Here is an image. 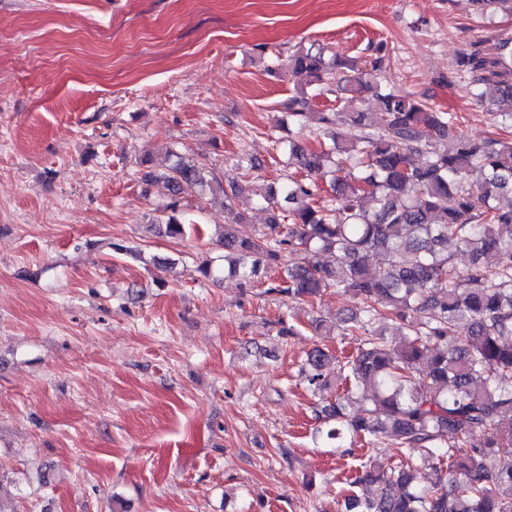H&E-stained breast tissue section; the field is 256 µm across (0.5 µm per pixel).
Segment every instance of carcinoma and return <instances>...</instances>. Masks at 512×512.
Returning a JSON list of instances; mask_svg holds the SVG:
<instances>
[{
  "mask_svg": "<svg viewBox=\"0 0 512 512\" xmlns=\"http://www.w3.org/2000/svg\"><path fill=\"white\" fill-rule=\"evenodd\" d=\"M374 51L367 70L323 47L288 57L291 77L324 81L338 100L370 92L376 104L314 113L324 139L317 151L292 136L279 142L307 178L269 187L259 236L240 238L224 225V268L246 286L277 270L275 291L290 299L313 300L328 288L359 299L355 313L315 323L358 337L356 355L336 363L344 389L321 407L316 433L337 448L388 440L405 463H364L344 512H512V467L494 464L512 448V205L500 203L512 195V141L463 135L452 113L381 86L385 56ZM464 76L493 86L497 116L512 122L511 37L493 49L471 42L444 82ZM311 109L300 92L278 123L301 132ZM134 164L145 184L164 191L153 226L171 238L202 234L178 217L186 197L222 193L233 217L247 188L224 182L178 144ZM474 171L481 179L471 184ZM326 178L334 196L324 201ZM458 252L469 257L464 268L454 263ZM374 254L383 260L372 270ZM331 363L320 348L308 353L310 391L327 388ZM423 466L436 472L427 485L417 482Z\"/></svg>",
  "mask_w": 512,
  "mask_h": 512,
  "instance_id": "carcinoma-1",
  "label": "carcinoma"
}]
</instances>
